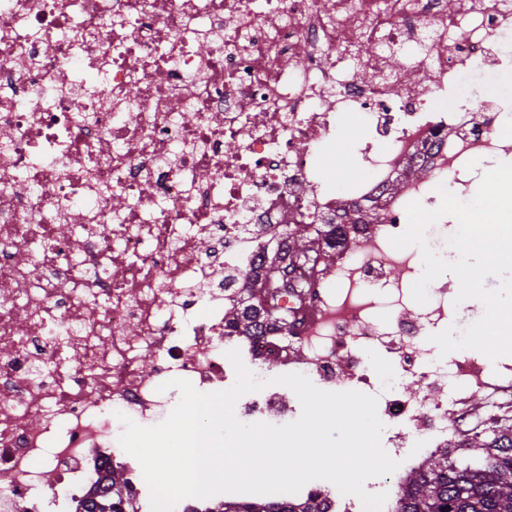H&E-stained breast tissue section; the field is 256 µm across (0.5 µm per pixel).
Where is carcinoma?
<instances>
[{
    "mask_svg": "<svg viewBox=\"0 0 512 512\" xmlns=\"http://www.w3.org/2000/svg\"><path fill=\"white\" fill-rule=\"evenodd\" d=\"M288 251L261 257L257 266L244 274L249 287L245 298L224 308L227 327L248 333L260 320L288 325V312L271 300L288 288L287 269L302 259L320 258L330 266L332 254L320 251L319 242L336 235V226L322 224L314 235L300 225H283ZM81 512H118L112 504V482L98 486L94 497L79 504ZM208 512H290L277 503L267 505L224 502ZM401 512H512V422H502L493 434L474 438L454 459L443 453L431 457L425 469L410 475Z\"/></svg>",
    "mask_w": 512,
    "mask_h": 512,
    "instance_id": "cac0c4a2",
    "label": "carcinoma"
}]
</instances>
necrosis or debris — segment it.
<instances>
[{
    "label": "necrosis or debris",
    "instance_id": "obj_1",
    "mask_svg": "<svg viewBox=\"0 0 512 512\" xmlns=\"http://www.w3.org/2000/svg\"><path fill=\"white\" fill-rule=\"evenodd\" d=\"M511 29L512 0H0V512H76L109 471L143 512L115 413L154 419L174 378L232 386L233 348L258 378L377 396L401 462L366 483L383 512L431 455L512 416V363L430 346L448 278L417 304L421 252L390 243L434 185L512 157L500 100L459 85ZM354 115L375 143L334 189L326 146ZM359 209L378 222H342ZM284 224L339 225L335 262L289 271L290 329L228 333L239 273ZM237 409L283 425L301 405L268 386ZM273 500L364 512L323 480Z\"/></svg>",
    "mask_w": 512,
    "mask_h": 512
}]
</instances>
